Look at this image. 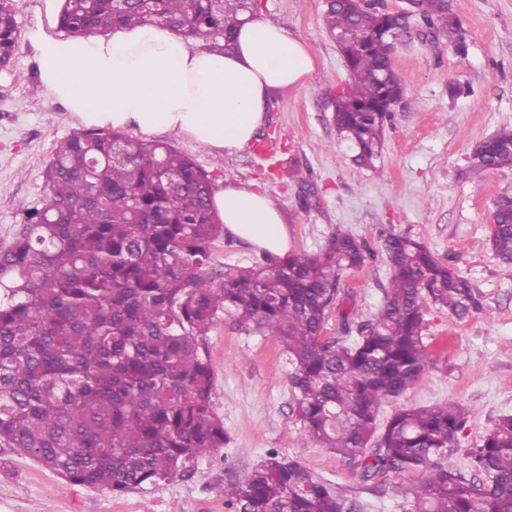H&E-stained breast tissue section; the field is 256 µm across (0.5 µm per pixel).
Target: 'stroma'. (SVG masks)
<instances>
[{"instance_id":"stroma-1","label":"stroma","mask_w":512,"mask_h":512,"mask_svg":"<svg viewBox=\"0 0 512 512\" xmlns=\"http://www.w3.org/2000/svg\"><path fill=\"white\" fill-rule=\"evenodd\" d=\"M470 33L467 56L446 42L412 36L392 64L405 88L384 130L376 170L360 169L340 142L332 101L349 82L344 60L322 25L323 0H261L259 18L282 24L310 48L315 69L299 88L270 94L266 119L237 154L214 155L174 134L163 141L197 159L214 182L251 185L279 208L296 254L319 252L335 225L365 240L364 265L345 272V308L356 320L379 307L390 271L385 234L410 233L456 267L478 290L483 307L460 319L429 304L423 334L432 366L378 413L457 402L470 416L449 465L476 478L468 451L499 416L512 414V268L491 245L495 201L512 196V170L475 175L474 146L512 126V0H452ZM39 0H14L18 50L0 68V246L19 232L23 209L42 207L46 170L57 143L78 126L59 102L38 91L27 32L39 21ZM473 93L448 97L449 82ZM215 378V410L230 441L213 455L187 461L174 479L115 495L65 481L37 460L0 448V512H230L219 489L278 449L343 495L353 512H410L394 476L368 477L361 466L305 441L292 409L282 345L251 336L232 319L202 346Z\"/></svg>"}]
</instances>
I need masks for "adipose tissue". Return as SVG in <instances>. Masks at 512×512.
Wrapping results in <instances>:
<instances>
[{
	"label": "adipose tissue",
	"mask_w": 512,
	"mask_h": 512,
	"mask_svg": "<svg viewBox=\"0 0 512 512\" xmlns=\"http://www.w3.org/2000/svg\"><path fill=\"white\" fill-rule=\"evenodd\" d=\"M60 0H41L43 23L28 33L42 90L87 127L171 131L214 154H236L265 119L273 91L312 73L309 48L281 24L244 22L234 48H204L156 24L107 37L57 33ZM225 228L280 255L288 230L273 201L244 185L214 191Z\"/></svg>",
	"instance_id": "adipose-tissue-1"
}]
</instances>
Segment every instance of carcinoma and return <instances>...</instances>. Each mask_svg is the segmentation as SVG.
Here are the masks:
<instances>
[{
	"label": "carcinoma",
	"mask_w": 512,
	"mask_h": 512,
	"mask_svg": "<svg viewBox=\"0 0 512 512\" xmlns=\"http://www.w3.org/2000/svg\"><path fill=\"white\" fill-rule=\"evenodd\" d=\"M255 0H65L60 29L106 35L162 23L208 47L232 48ZM411 18L438 28L458 56L468 33L450 0H406ZM323 25L349 73L333 123L373 168L385 123L405 96L391 62L401 17L373 3L325 0ZM18 44L12 0H0V67ZM476 172L512 169V128L471 152ZM49 197L23 209L0 248V447L34 457L63 479L122 493L175 478L190 458L229 442L214 408V375L201 345L230 317L249 335L276 336L288 363L292 412L305 438L358 459L367 475L415 474L400 487L411 512H512V414L470 451L475 482L446 463L469 411L460 404L402 408L374 447L380 406L427 366L424 307L464 319L476 288L455 265L407 232L384 239L391 270L376 312L352 324L341 275L364 265L367 244L336 226L313 256L268 255L217 269L224 235L214 182L191 156L122 131L82 130L61 140L48 168ZM492 249L512 266V198L496 203ZM352 341L324 335L332 310ZM234 512H350L298 460L272 451L222 488Z\"/></svg>",
	"instance_id": "1"
}]
</instances>
